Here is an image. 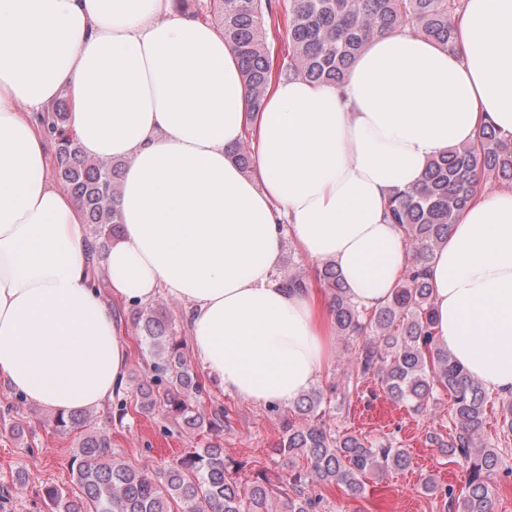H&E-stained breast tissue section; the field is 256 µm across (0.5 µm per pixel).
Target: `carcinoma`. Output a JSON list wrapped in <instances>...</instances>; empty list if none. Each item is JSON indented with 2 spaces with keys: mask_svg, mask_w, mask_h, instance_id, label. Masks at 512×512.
<instances>
[{
  "mask_svg": "<svg viewBox=\"0 0 512 512\" xmlns=\"http://www.w3.org/2000/svg\"><path fill=\"white\" fill-rule=\"evenodd\" d=\"M179 2L196 18L219 16L224 41L239 56L252 112L261 108L272 81L282 77L342 83L354 59L390 30L408 29L452 50L460 8L458 0H288L285 66L274 62L266 38L267 19L274 14L272 0ZM66 111L67 105L59 102L47 116L48 133L56 143L57 174L82 203L89 231L103 249L119 233L115 200L126 163L85 156L65 126ZM485 178L512 181V148L490 123L475 143L453 147L431 160L418 186L389 197L390 219L403 228L413 250L384 304L360 308L331 262L323 263L316 274L328 290L336 329L353 347L344 396L371 377L387 398L423 413L436 396L448 392L453 428L448 439L434 435L431 441L448 458L464 462L466 486L457 492L427 478L423 489L442 497L453 512H493L492 479L500 459L498 449L481 441L488 403L483 386L434 338L426 265ZM135 315L152 374L136 384L132 411L162 414L202 433L224 430V409L207 413L196 405L204 383L181 353L178 330L167 310L149 306L136 309ZM327 402L323 392L313 390L295 403L294 413L303 422L288 421L277 443L275 451L285 461V470L276 485L256 475L242 487L232 474L244 464L224 458V448L216 442L166 467L149 468L116 458L111 438L93 432L84 437L72 460L81 496L48 486L42 489V499L48 512H320L322 495L311 494L310 486L342 485L349 496L362 498L367 477L410 467V453L390 441L331 432L323 420ZM87 416L84 411L57 414L54 422L68 433L86 427Z\"/></svg>",
  "mask_w": 512,
  "mask_h": 512,
  "instance_id": "cac0c4a2",
  "label": "carcinoma"
}]
</instances>
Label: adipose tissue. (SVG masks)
<instances>
[{
  "label": "adipose tissue",
  "instance_id": "adipose-tissue-1",
  "mask_svg": "<svg viewBox=\"0 0 512 512\" xmlns=\"http://www.w3.org/2000/svg\"><path fill=\"white\" fill-rule=\"evenodd\" d=\"M68 90L88 157L122 160L118 238L98 250L50 177L40 118ZM248 93L234 49L174 0H0V382L53 412L105 406L129 349L111 305L179 300L194 359L243 400L288 406L330 368L335 321L274 278L283 245L333 262L351 298L405 271L389 196L493 124L512 146V0H465L449 52L399 30L341 86L272 83L254 173L230 150ZM103 273L105 288L93 284ZM439 347L512 393V184L478 190L427 266Z\"/></svg>",
  "mask_w": 512,
  "mask_h": 512
}]
</instances>
